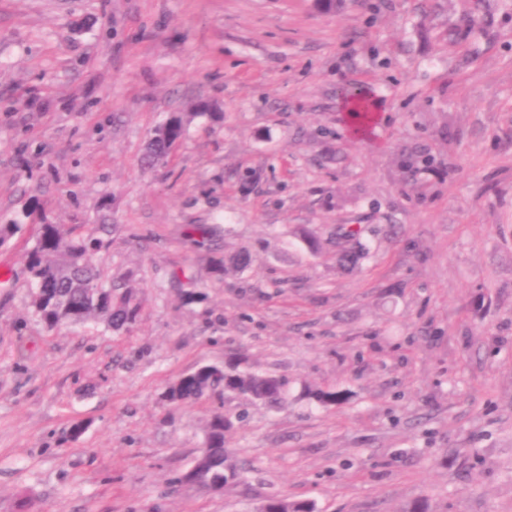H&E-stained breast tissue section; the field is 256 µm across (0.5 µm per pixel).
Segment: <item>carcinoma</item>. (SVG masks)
<instances>
[{
  "instance_id": "carcinoma-1",
  "label": "carcinoma",
  "mask_w": 512,
  "mask_h": 512,
  "mask_svg": "<svg viewBox=\"0 0 512 512\" xmlns=\"http://www.w3.org/2000/svg\"><path fill=\"white\" fill-rule=\"evenodd\" d=\"M358 112L354 116L360 129L373 121L368 99L363 93L346 98ZM195 117L214 121L223 118L221 112H172L157 126L154 139L147 144L144 163L156 167L166 162L171 146L181 142L186 126ZM102 247V240L92 235L75 236L60 224H42L27 251V267L33 279L31 307L48 329L70 323L103 320L115 332L128 329L138 315L131 295L103 283L93 263V255ZM286 380L271 374L241 371L234 359L225 362L224 369L201 366L180 376L163 393L170 404L180 405L202 397L207 391L243 394L270 408L286 403ZM232 427L222 413L210 418L205 432V446L193 466L184 473L190 480L233 482L245 478V471L225 464L224 435ZM266 512H313L308 501L290 500L286 496H271L264 501Z\"/></svg>"
}]
</instances>
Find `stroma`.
I'll use <instances>...</instances> for the list:
<instances>
[{
  "instance_id": "1",
  "label": "stroma",
  "mask_w": 512,
  "mask_h": 512,
  "mask_svg": "<svg viewBox=\"0 0 512 512\" xmlns=\"http://www.w3.org/2000/svg\"><path fill=\"white\" fill-rule=\"evenodd\" d=\"M347 89L375 103L366 136ZM199 99L223 120L144 169L152 130ZM105 216L101 277L136 322L47 329L31 229ZM11 222L27 232L0 246V512H256L274 494L512 512V0H0ZM351 227L366 255L343 268ZM234 352L286 379L285 406L162 400ZM329 389L344 401L313 399ZM217 412L246 478L178 484Z\"/></svg>"
}]
</instances>
